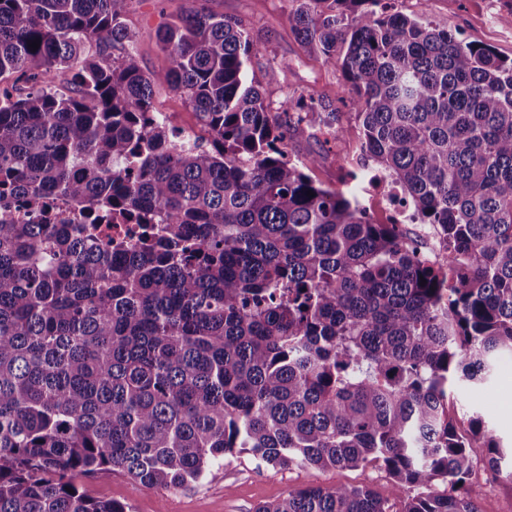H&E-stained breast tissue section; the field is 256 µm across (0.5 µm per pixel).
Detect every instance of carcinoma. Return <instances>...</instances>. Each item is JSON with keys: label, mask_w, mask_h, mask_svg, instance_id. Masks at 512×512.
Returning <instances> with one entry per match:
<instances>
[{"label": "carcinoma", "mask_w": 512, "mask_h": 512, "mask_svg": "<svg viewBox=\"0 0 512 512\" xmlns=\"http://www.w3.org/2000/svg\"><path fill=\"white\" fill-rule=\"evenodd\" d=\"M294 2L365 161L443 259L288 158L307 127L337 138L336 108L300 96L272 118L239 21L179 18L159 34L170 66L148 72L124 0H0V78L27 85H0V512H131L76 477L182 487L240 452L377 463L394 489L310 486L255 512H479L458 493L473 442L493 472L508 452L478 413L457 429L448 391L512 352V59L397 0ZM157 84L207 141H178ZM60 202L89 223H58ZM155 107L158 112L168 117L171 126L178 130L193 128L198 135L207 136L196 114L184 102L181 95L166 85L158 86L154 96ZM196 132L188 131L185 134L193 136Z\"/></svg>", "instance_id": "cac0c4a2"}]
</instances>
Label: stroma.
<instances>
[{"mask_svg": "<svg viewBox=\"0 0 512 512\" xmlns=\"http://www.w3.org/2000/svg\"><path fill=\"white\" fill-rule=\"evenodd\" d=\"M201 6L237 19L251 31L259 47L250 64L256 77H263L270 68L279 69L277 82L263 87L272 112H279L286 96L303 92L336 101L341 93V73L323 66L295 40L290 29L293 0H126L124 19L136 34L145 70L157 72L169 66L167 55L157 45L159 26ZM397 7L410 17L451 28L466 41L512 59V25L506 22L512 16V0H398ZM336 128V142L327 144L303 132L290 139L286 148L291 159L308 162V174L329 189L339 188L350 172L362 168V132L354 112L340 109ZM475 412L484 414L496 427L502 447L512 448V353L500 357L496 373L484 388L452 390L449 415L458 428H467ZM336 484L368 485L384 497L393 493L390 478L376 464L282 470L261 466L246 452L184 487H146L117 472L99 474L89 482L96 496L125 502L132 512H254L258 503L284 498L289 491ZM467 491L481 512H512V482L492 471L473 475Z\"/></svg>", "mask_w": 512, "mask_h": 512, "instance_id": "stroma-1", "label": "stroma"}]
</instances>
